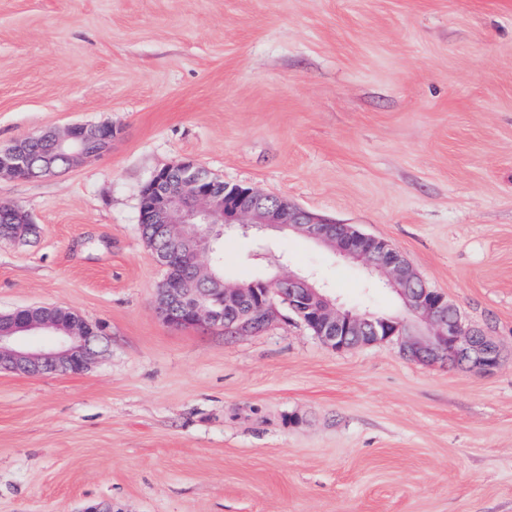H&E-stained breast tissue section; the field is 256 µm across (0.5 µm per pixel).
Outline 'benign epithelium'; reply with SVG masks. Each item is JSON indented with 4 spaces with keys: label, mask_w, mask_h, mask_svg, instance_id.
<instances>
[{
    "label": "benign epithelium",
    "mask_w": 512,
    "mask_h": 512,
    "mask_svg": "<svg viewBox=\"0 0 512 512\" xmlns=\"http://www.w3.org/2000/svg\"><path fill=\"white\" fill-rule=\"evenodd\" d=\"M110 125L75 124L0 148V176L25 179L51 176L78 159H91L112 146ZM139 223L156 230L153 252L164 268L181 262L194 268L191 284L158 291L156 308L175 327L206 324L228 336L265 329L280 317L275 291L257 281L207 288L216 280L203 256L214 252L222 234L241 229L296 232L328 247L335 255L363 264L385 277L404 303L408 317L379 319L338 306L314 277L290 273L277 281L288 289L285 302L324 345L342 351L358 345L398 340L403 353L418 362L445 356L481 373L501 363L498 343L482 328L467 323L443 293L429 287L407 257L384 239L311 214L288 200L249 186L219 182L191 161L163 167L142 188ZM35 231L28 214L14 211L0 224V240L20 241ZM100 327L72 309L39 306L0 314V369L29 375L86 369L101 347Z\"/></svg>",
    "instance_id": "obj_1"
}]
</instances>
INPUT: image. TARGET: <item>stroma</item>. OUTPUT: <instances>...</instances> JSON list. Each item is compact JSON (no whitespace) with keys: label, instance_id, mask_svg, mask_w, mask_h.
<instances>
[{"label":"stroma","instance_id":"stroma-1","mask_svg":"<svg viewBox=\"0 0 512 512\" xmlns=\"http://www.w3.org/2000/svg\"><path fill=\"white\" fill-rule=\"evenodd\" d=\"M103 123L100 158L0 178L38 229L0 242V313L106 337L77 374L0 371V512H512V0H0V146ZM185 160L389 241L500 366L168 325L138 204ZM221 248L226 281L404 312L299 234Z\"/></svg>","mask_w":512,"mask_h":512}]
</instances>
